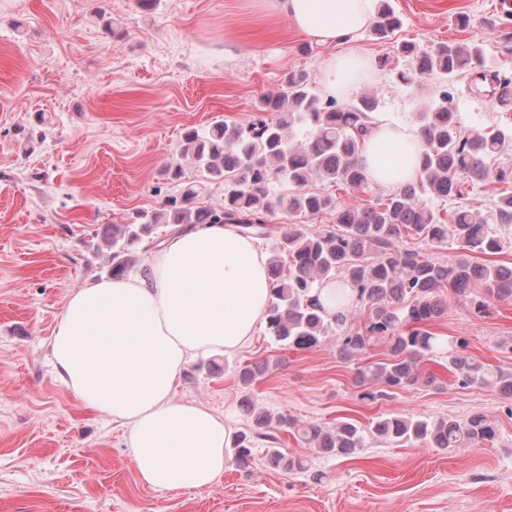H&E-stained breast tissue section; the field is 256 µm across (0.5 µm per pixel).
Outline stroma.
Wrapping results in <instances>:
<instances>
[{
	"mask_svg": "<svg viewBox=\"0 0 512 512\" xmlns=\"http://www.w3.org/2000/svg\"><path fill=\"white\" fill-rule=\"evenodd\" d=\"M249 0H0V512H512V416L490 387L466 389L439 371L388 398L362 396L357 362L328 337L291 350L258 327L233 353L190 361L174 396L206 404L233 432L257 410L300 423L366 424L389 414L466 418L476 410L499 429L495 444L441 450L420 443L367 441L336 458L287 432L279 449L307 459L321 481L275 468L266 442L247 467L227 461L200 490L144 485L126 431L88 408L55 378L50 340L68 296L104 278L106 225L182 197L166 169L186 129L218 119L256 117V103L289 73L321 84L326 58L341 46L305 53L308 37L289 20L267 17ZM401 20L392 37L364 31L355 48L376 62L368 93L379 111L415 124L436 81L409 88L400 45H478L487 62L512 61V21L501 0H390ZM233 36L232 55L224 53ZM431 329L460 336L472 357L512 370V300L488 313L449 300ZM263 363L244 386L240 370Z\"/></svg>",
	"mask_w": 512,
	"mask_h": 512,
	"instance_id": "35a3bbf8",
	"label": "stroma"
}]
</instances>
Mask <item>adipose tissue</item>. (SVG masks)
I'll return each instance as SVG.
<instances>
[{
  "label": "adipose tissue",
  "instance_id": "1",
  "mask_svg": "<svg viewBox=\"0 0 512 512\" xmlns=\"http://www.w3.org/2000/svg\"><path fill=\"white\" fill-rule=\"evenodd\" d=\"M320 44H340L322 69L327 96L362 89L374 63L351 45L378 0H252ZM365 142L371 181L394 189L419 174L414 129L383 113ZM267 259L231 224H201L170 237L148 269L104 278L71 293L51 340L54 375L88 407L127 429L140 480L159 490H198L224 473L231 429L207 405L175 400L193 358L234 352L254 336L271 300Z\"/></svg>",
  "mask_w": 512,
  "mask_h": 512
}]
</instances>
